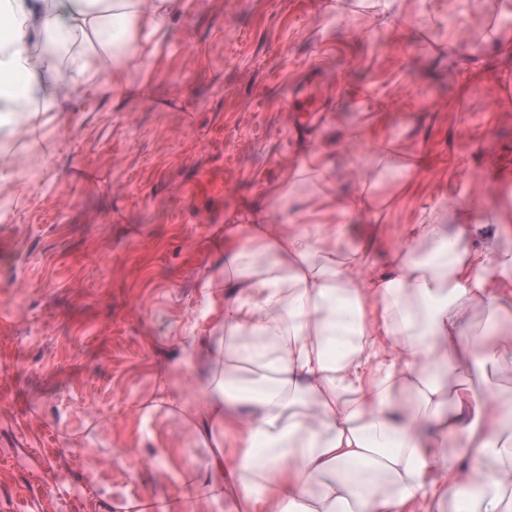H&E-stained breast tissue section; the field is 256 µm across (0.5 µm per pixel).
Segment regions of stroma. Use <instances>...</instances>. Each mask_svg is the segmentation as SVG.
I'll return each mask as SVG.
<instances>
[{"label":"stroma","instance_id":"stroma-1","mask_svg":"<svg viewBox=\"0 0 512 512\" xmlns=\"http://www.w3.org/2000/svg\"><path fill=\"white\" fill-rule=\"evenodd\" d=\"M329 2L184 0L148 64L0 154V512H235L194 481L210 451L176 340L224 298L199 281L219 229L304 152L328 155L337 194L370 188L347 242L382 229V255L452 197L512 211L502 0ZM315 72L327 112L302 129L288 98Z\"/></svg>","mask_w":512,"mask_h":512}]
</instances>
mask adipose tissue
Here are the masks:
<instances>
[{"instance_id": "ef3b65f1", "label": "adipose tissue", "mask_w": 512, "mask_h": 512, "mask_svg": "<svg viewBox=\"0 0 512 512\" xmlns=\"http://www.w3.org/2000/svg\"><path fill=\"white\" fill-rule=\"evenodd\" d=\"M181 3L0 0V136L122 80L152 54L141 32ZM335 181L325 153L310 152L278 199L308 186L319 212L225 225L224 265L201 278L224 304L205 313L204 335L179 337L177 363L197 379L194 424L213 451L202 483L237 512H512V412L497 392L512 329L462 333L472 311L512 314V255L477 236L474 206L459 200L424 211L378 273L369 248L343 245L374 199L335 196ZM460 368L480 394L449 386ZM239 378L255 391L245 408L226 394Z\"/></svg>"}]
</instances>
